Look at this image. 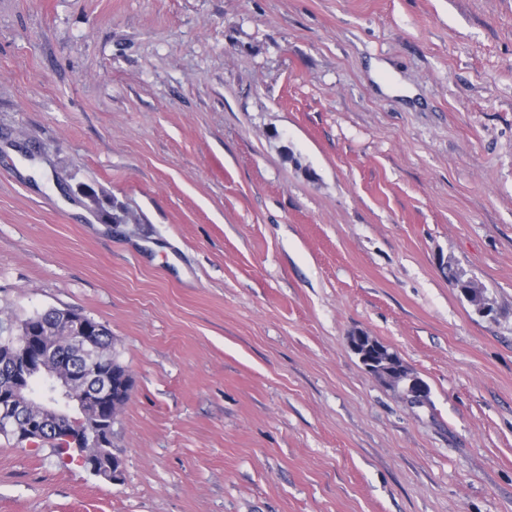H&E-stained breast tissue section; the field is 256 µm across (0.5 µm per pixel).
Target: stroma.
I'll list each match as a JSON object with an SVG mask.
<instances>
[{
    "label": "stroma",
    "mask_w": 512,
    "mask_h": 512,
    "mask_svg": "<svg viewBox=\"0 0 512 512\" xmlns=\"http://www.w3.org/2000/svg\"><path fill=\"white\" fill-rule=\"evenodd\" d=\"M51 308L124 478L0 437V512H512V0H0V313ZM364 338V334H356L354 336H351L349 339L348 346L350 350L358 356L360 362L362 363L366 371L378 377L387 384L388 381L390 380V368L388 367L387 370H384L381 367H378L372 360H370L366 356L364 352L360 351V344L361 342L364 341ZM403 366L406 368V372L401 375L402 386L398 389L402 397L411 405L426 403L428 392L424 381L404 363Z\"/></svg>",
    "instance_id": "1"
}]
</instances>
